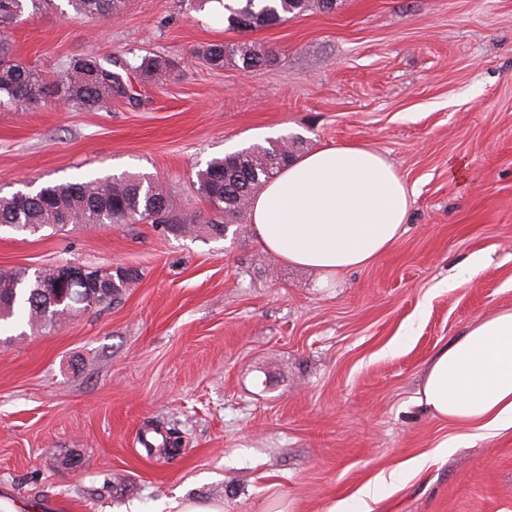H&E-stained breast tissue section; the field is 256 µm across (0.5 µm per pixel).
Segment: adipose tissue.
Listing matches in <instances>:
<instances>
[{
  "label": "adipose tissue",
  "instance_id": "adipose-tissue-1",
  "mask_svg": "<svg viewBox=\"0 0 512 512\" xmlns=\"http://www.w3.org/2000/svg\"><path fill=\"white\" fill-rule=\"evenodd\" d=\"M412 189L378 150L343 144L306 153L250 204L263 248L330 281L376 262L405 230ZM422 398L487 438L512 427V309L484 317L431 361Z\"/></svg>",
  "mask_w": 512,
  "mask_h": 512
}]
</instances>
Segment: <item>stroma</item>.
<instances>
[{
	"instance_id": "1",
	"label": "stroma",
	"mask_w": 512,
	"mask_h": 512,
	"mask_svg": "<svg viewBox=\"0 0 512 512\" xmlns=\"http://www.w3.org/2000/svg\"><path fill=\"white\" fill-rule=\"evenodd\" d=\"M5 38L50 81L71 57L130 51L168 77L131 73L130 98L93 112L0 106V196L126 173L204 215L199 170L285 136L302 154L369 144L414 196L392 251L326 284L266 252L245 214L220 239L1 226L0 270L140 278L57 329L0 327V488L67 512H328L451 440L372 512H512V428L473 439L420 401L433 356L512 307V0H337L246 32L187 0H130L115 23L50 0ZM222 42L268 60L211 68L199 53ZM172 433L178 454L143 446Z\"/></svg>"
}]
</instances>
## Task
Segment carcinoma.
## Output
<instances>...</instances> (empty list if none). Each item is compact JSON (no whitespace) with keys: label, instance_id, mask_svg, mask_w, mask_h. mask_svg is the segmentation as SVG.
Here are the masks:
<instances>
[{"label":"carcinoma","instance_id":"cac0c4a2","mask_svg":"<svg viewBox=\"0 0 512 512\" xmlns=\"http://www.w3.org/2000/svg\"><path fill=\"white\" fill-rule=\"evenodd\" d=\"M239 7L228 8L224 17L232 30H257L279 25L288 16L300 15L316 5L324 10L336 7L337 0H236ZM47 0H0V26L18 22L26 8L36 12ZM75 14L92 21H111L120 17L127 0H67ZM214 68L224 67V60L238 59L250 69L268 57L265 50L237 44H212L200 53ZM161 81L166 76L165 63L142 56L134 62L101 58L92 54L74 57L52 83L40 73L10 58L7 41L0 40V104L26 109L55 94L87 112L100 109L115 99L130 97L129 71ZM296 143L286 138L271 140L268 146H252L211 161L198 171L196 192L208 203L211 218L181 209L177 199L152 181L136 175L104 176L87 180L48 183L36 191H18L0 196V225L36 231L44 227L59 230L70 224L96 228L106 224H136L151 220L167 225L178 235L205 232L212 238L226 236L228 223L247 210L255 192L293 159ZM110 279L107 295L94 299L81 281L67 287L64 304L52 302L45 285L50 269L29 272L15 269L0 272V321L13 316L32 329H51L63 325L67 314L95 309L121 296L138 280L137 270L115 267L99 270Z\"/></svg>","mask_w":512,"mask_h":512}]
</instances>
